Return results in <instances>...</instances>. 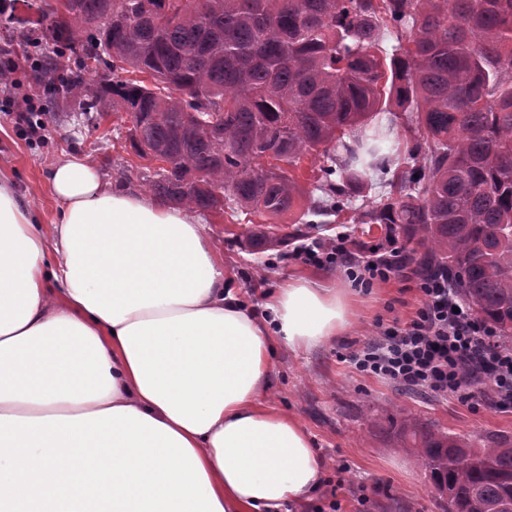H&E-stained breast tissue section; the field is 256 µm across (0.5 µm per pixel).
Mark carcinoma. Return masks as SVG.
<instances>
[{
  "label": "carcinoma",
  "mask_w": 512,
  "mask_h": 512,
  "mask_svg": "<svg viewBox=\"0 0 512 512\" xmlns=\"http://www.w3.org/2000/svg\"><path fill=\"white\" fill-rule=\"evenodd\" d=\"M0 28L17 53L32 35L47 50L51 104L88 125L129 115L136 155L163 162L162 202L264 217L253 250L288 241L273 232L285 215L351 210L512 340V0H0ZM307 156L308 192L293 173ZM373 173L389 191L354 205ZM398 442L443 512L512 504L511 436L407 415Z\"/></svg>",
  "instance_id": "obj_1"
}]
</instances>
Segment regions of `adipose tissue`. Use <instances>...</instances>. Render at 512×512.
I'll list each match as a JSON object with an SVG mask.
<instances>
[{
  "label": "adipose tissue",
  "instance_id": "adipose-tissue-1",
  "mask_svg": "<svg viewBox=\"0 0 512 512\" xmlns=\"http://www.w3.org/2000/svg\"><path fill=\"white\" fill-rule=\"evenodd\" d=\"M51 224L0 176V512H284L320 463L267 404L278 343L347 331L346 288L292 278L258 319L190 212L49 171Z\"/></svg>",
  "mask_w": 512,
  "mask_h": 512
}]
</instances>
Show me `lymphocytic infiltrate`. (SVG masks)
<instances>
[{
	"instance_id": "1",
	"label": "lymphocytic infiltrate",
	"mask_w": 512,
	"mask_h": 512,
	"mask_svg": "<svg viewBox=\"0 0 512 512\" xmlns=\"http://www.w3.org/2000/svg\"><path fill=\"white\" fill-rule=\"evenodd\" d=\"M296 255L343 269L363 291L397 276L414 282L420 305L413 317L377 319L374 336L345 354L357 373L474 409L512 413V349L462 304L447 276L422 277L408 270L393 241L358 246L344 235L329 242L315 238Z\"/></svg>"
}]
</instances>
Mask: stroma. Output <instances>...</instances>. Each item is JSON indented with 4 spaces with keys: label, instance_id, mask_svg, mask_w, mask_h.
I'll list each match as a JSON object with an SVG mask.
<instances>
[{
    "label": "stroma",
    "instance_id": "35a3bbf8",
    "mask_svg": "<svg viewBox=\"0 0 512 512\" xmlns=\"http://www.w3.org/2000/svg\"><path fill=\"white\" fill-rule=\"evenodd\" d=\"M48 134L34 144L17 135L11 115L0 112V172L9 174L18 193L31 202L42 223H51L56 203L48 170L66 156L96 165L113 187L149 192L147 162L127 141L125 113L108 115L99 127L60 123L46 112ZM208 235L224 255V276L239 297L263 312L265 297L293 276L317 275L347 284L342 269L318 266L294 257L293 250L313 238L349 235L356 243L384 241L380 226L364 231L350 212L322 218L320 223L289 225L288 243L265 252H251L243 243L253 231L248 215L225 211L205 216ZM419 305L413 282L394 278L356 293V320L329 342L305 351L279 346L273 356L271 383L265 396L272 407L295 416L310 435L322 464V484L300 512H321L328 484L338 486L345 512H442L426 471L413 455L396 447L391 418L407 413L434 429L471 438L512 435V414L488 408L471 409L387 381L364 377L339 359L349 344L370 338L376 318H410Z\"/></svg>",
    "mask_w": 512,
    "mask_h": 512
}]
</instances>
